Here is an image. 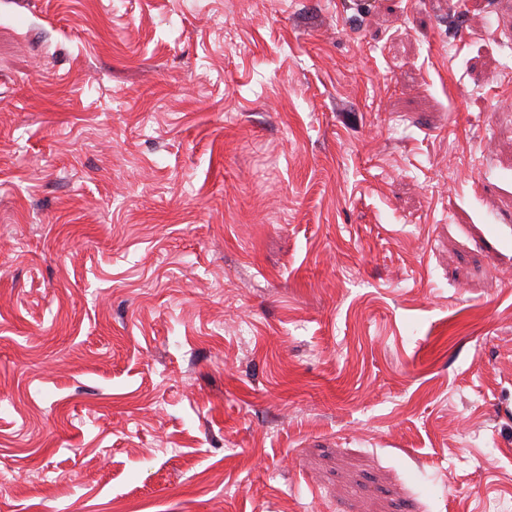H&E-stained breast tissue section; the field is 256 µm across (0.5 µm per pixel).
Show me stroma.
<instances>
[{
    "mask_svg": "<svg viewBox=\"0 0 512 512\" xmlns=\"http://www.w3.org/2000/svg\"><path fill=\"white\" fill-rule=\"evenodd\" d=\"M512 498V0H0V512Z\"/></svg>",
    "mask_w": 512,
    "mask_h": 512,
    "instance_id": "1",
    "label": "stroma"
}]
</instances>
